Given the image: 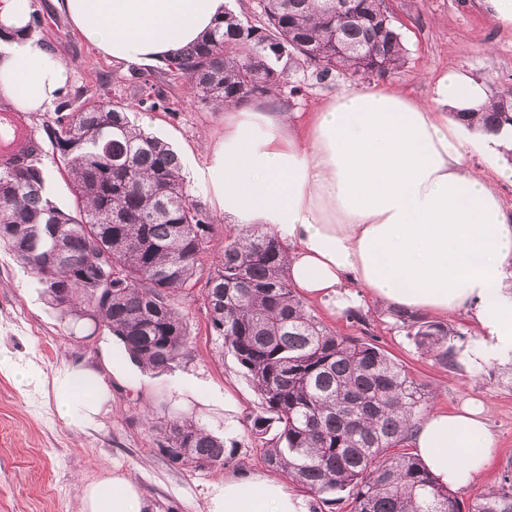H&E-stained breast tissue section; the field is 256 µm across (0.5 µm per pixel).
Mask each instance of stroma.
Returning a JSON list of instances; mask_svg holds the SVG:
<instances>
[{
	"mask_svg": "<svg viewBox=\"0 0 512 512\" xmlns=\"http://www.w3.org/2000/svg\"><path fill=\"white\" fill-rule=\"evenodd\" d=\"M35 27L67 65L63 99L107 93L127 105L134 119L177 153L202 164L203 149L222 129L217 112L201 105L184 77L159 74L166 102L154 111L142 107L129 79V66L115 64L86 44L54 0H33ZM390 7L408 48V61L388 81L411 97L431 103L437 79L450 71L483 82L489 94L512 82V24L497 21L483 0H391ZM300 94L280 98L291 112H310L325 97L357 86L339 74L322 80L314 68L293 73ZM195 199L213 219L209 243L200 257L198 281L183 289L178 306L190 333L189 356L169 371L156 373L127 365L111 379L110 396L96 427L80 432L56 413L47 393L22 395L8 370L0 371V512H80L91 484L119 473L137 485L146 512H205L214 482L229 475L266 471L260 440L250 434V418L260 400L221 337L212 331L203 280L224 251L227 224L202 191ZM310 307L341 336H376L389 356L401 363L432 397L428 410L450 411L465 399L483 402L497 435L499 451L472 484L455 489L463 507L497 485L512 464V370L498 363L467 368L438 363L418 350L402 323L385 304L360 297L354 311H335L319 302ZM0 348L13 358L32 361L46 378L70 368L109 372L119 350L112 336L91 324L61 320L43 296L36 277L0 247ZM231 403L234 425L225 426L222 406ZM184 416L223 440L234 455L224 469H179L160 450L165 427Z\"/></svg>",
	"mask_w": 512,
	"mask_h": 512,
	"instance_id": "35a3bbf8",
	"label": "stroma"
}]
</instances>
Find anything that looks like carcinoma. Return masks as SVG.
<instances>
[{"mask_svg":"<svg viewBox=\"0 0 512 512\" xmlns=\"http://www.w3.org/2000/svg\"><path fill=\"white\" fill-rule=\"evenodd\" d=\"M258 0L257 11H232L205 37L168 60L200 104L215 109L253 97L294 95L291 72L314 67L322 80L395 74L407 48L383 0ZM149 109L164 106L150 74L132 71ZM488 111L456 117L498 133L512 128V91ZM53 160L70 178L73 207L55 203L40 141L0 138V245L38 277L61 318L90 321L115 337L137 366L161 373L189 353L176 292L195 282L213 230L192 198L177 154L132 121L127 107L100 94L74 107L60 103L43 125ZM289 247L261 224L229 229L209 274L204 304L260 398L250 432L263 460L327 502L348 491L351 512H462L453 494L419 458L399 452L430 392L374 338L327 330L288 280ZM417 348L448 366L464 339L441 322L406 321ZM160 448L183 468H222L224 442L184 418L170 420ZM469 512H512V468L482 492Z\"/></svg>","mask_w":512,"mask_h":512,"instance_id":"obj_1","label":"carcinoma"}]
</instances>
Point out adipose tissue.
<instances>
[{
    "label": "adipose tissue",
    "instance_id": "obj_1",
    "mask_svg": "<svg viewBox=\"0 0 512 512\" xmlns=\"http://www.w3.org/2000/svg\"><path fill=\"white\" fill-rule=\"evenodd\" d=\"M228 0H57L74 28L116 64L173 56L214 27ZM33 0H0V101L35 115L66 81L60 53L32 31ZM483 86L451 72L432 104L370 82L323 99L306 117L270 101L226 105L195 186L229 223L263 224L290 248L288 274L313 301L344 309L359 293L410 313L469 312L475 367L512 357V212L468 149L498 153L507 138L453 120L484 107ZM25 391L51 389L70 427L95 426L111 375L71 368L45 380L30 362L0 354ZM411 442L448 487L472 484L499 448L479 400L416 422ZM138 488L115 474L86 490L81 512H143ZM310 498L266 473L212 485L206 512H312Z\"/></svg>",
    "mask_w": 512,
    "mask_h": 512
}]
</instances>
